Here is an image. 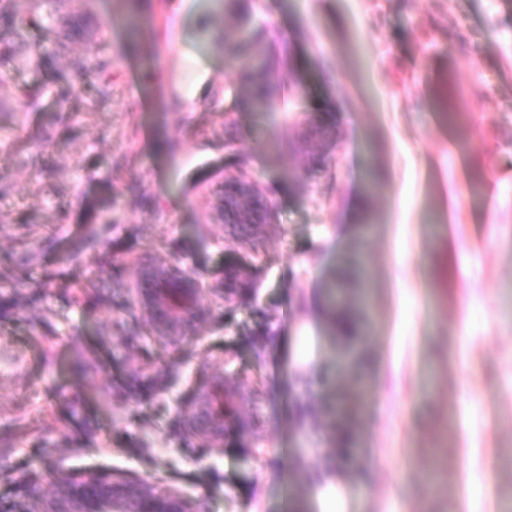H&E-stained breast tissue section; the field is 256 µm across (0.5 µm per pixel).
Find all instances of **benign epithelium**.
Masks as SVG:
<instances>
[{"label": "benign epithelium", "instance_id": "obj_1", "mask_svg": "<svg viewBox=\"0 0 512 512\" xmlns=\"http://www.w3.org/2000/svg\"><path fill=\"white\" fill-rule=\"evenodd\" d=\"M231 191L224 195V215L240 226L258 224L270 219L271 207L260 212L258 201L263 197L252 180L237 176L225 179ZM146 287L139 290L143 314L156 329L159 338L177 343L206 314L204 288L194 272L165 262L143 266ZM237 416L235 398L224 385V376L211 377L197 392L193 401L192 424L208 439L224 436V425ZM29 512H195L193 502L176 493H161L147 481L88 472L63 482L52 497L33 503Z\"/></svg>", "mask_w": 512, "mask_h": 512}]
</instances>
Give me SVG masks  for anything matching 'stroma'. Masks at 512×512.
I'll use <instances>...</instances> for the list:
<instances>
[{"label": "stroma", "mask_w": 512, "mask_h": 512, "mask_svg": "<svg viewBox=\"0 0 512 512\" xmlns=\"http://www.w3.org/2000/svg\"><path fill=\"white\" fill-rule=\"evenodd\" d=\"M299 91L241 109L226 0H88L112 105H50L49 74L0 82V506L107 471L197 512H319L322 422L365 381L347 512H494L512 504V0H253ZM334 105L330 169L304 175L302 132ZM237 151L274 204L240 231L216 204ZM367 194L366 208H349ZM467 243L470 277L451 248ZM370 272L364 373L338 372L336 251ZM404 261H397V252ZM201 280L206 318L161 341L140 268ZM216 373L241 428L206 443L189 398ZM151 398H144V384Z\"/></svg>", "instance_id": "35a3bbf8"}]
</instances>
